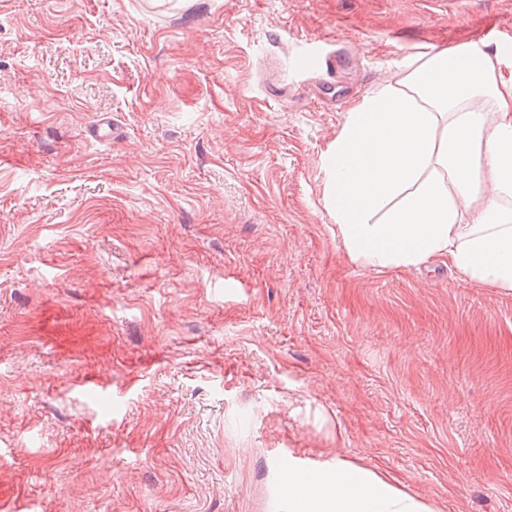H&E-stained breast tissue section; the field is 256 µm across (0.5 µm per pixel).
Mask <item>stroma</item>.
Instances as JSON below:
<instances>
[{"label": "stroma", "mask_w": 512, "mask_h": 512, "mask_svg": "<svg viewBox=\"0 0 512 512\" xmlns=\"http://www.w3.org/2000/svg\"><path fill=\"white\" fill-rule=\"evenodd\" d=\"M503 37L512 0H0V512H284L291 456L512 512V293L351 261L321 169L408 56Z\"/></svg>", "instance_id": "obj_1"}]
</instances>
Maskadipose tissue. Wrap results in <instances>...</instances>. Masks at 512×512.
Returning <instances> with one entry per match:
<instances>
[{
    "label": "adipose tissue",
    "instance_id": "ef3b65f1",
    "mask_svg": "<svg viewBox=\"0 0 512 512\" xmlns=\"http://www.w3.org/2000/svg\"><path fill=\"white\" fill-rule=\"evenodd\" d=\"M322 171L352 261L383 271L444 258L512 291V68L500 50L409 58L349 109ZM278 485L288 512H431L341 459Z\"/></svg>",
    "mask_w": 512,
    "mask_h": 512
}]
</instances>
